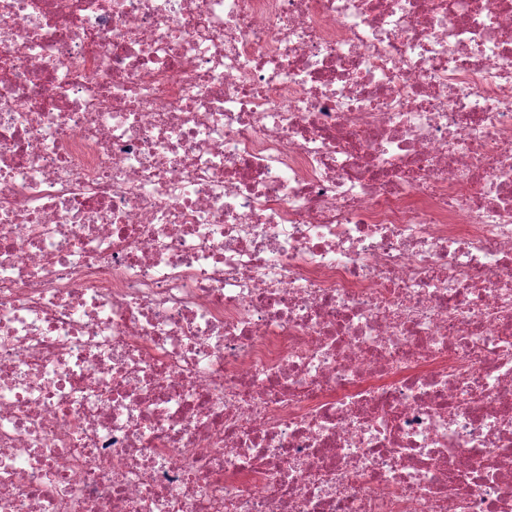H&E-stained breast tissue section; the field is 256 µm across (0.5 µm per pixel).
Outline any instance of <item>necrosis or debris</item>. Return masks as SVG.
Masks as SVG:
<instances>
[{
  "instance_id": "4bbe7bcc",
  "label": "necrosis or debris",
  "mask_w": 512,
  "mask_h": 512,
  "mask_svg": "<svg viewBox=\"0 0 512 512\" xmlns=\"http://www.w3.org/2000/svg\"><path fill=\"white\" fill-rule=\"evenodd\" d=\"M0 512H512V0H0Z\"/></svg>"
}]
</instances>
